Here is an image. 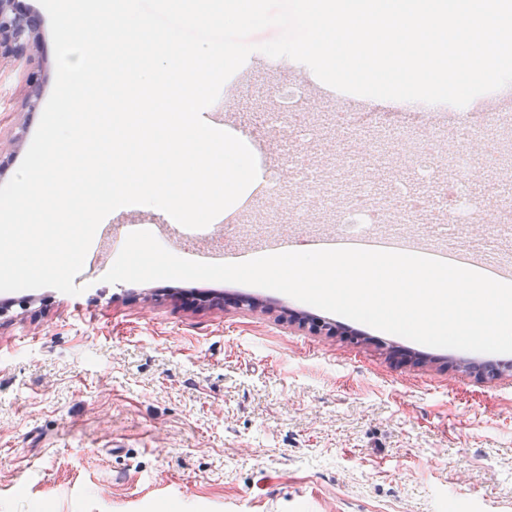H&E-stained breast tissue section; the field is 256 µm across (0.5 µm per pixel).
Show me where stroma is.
<instances>
[{
  "label": "stroma",
  "instance_id": "obj_1",
  "mask_svg": "<svg viewBox=\"0 0 512 512\" xmlns=\"http://www.w3.org/2000/svg\"><path fill=\"white\" fill-rule=\"evenodd\" d=\"M245 65L227 127L255 143L261 175L288 177L268 116L280 87L318 79L286 57ZM25 72L0 65V185L41 118ZM306 111L327 132L308 147L315 176L368 148L337 127L335 99ZM472 190L495 214L512 171L476 173ZM340 230L256 194L208 244ZM114 261L88 250L77 295L0 292V512H512V354L427 346L256 286L108 284Z\"/></svg>",
  "mask_w": 512,
  "mask_h": 512
}]
</instances>
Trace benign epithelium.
<instances>
[{
  "instance_id": "obj_1",
  "label": "benign epithelium",
  "mask_w": 512,
  "mask_h": 512,
  "mask_svg": "<svg viewBox=\"0 0 512 512\" xmlns=\"http://www.w3.org/2000/svg\"><path fill=\"white\" fill-rule=\"evenodd\" d=\"M40 26V17L21 8L18 0H0V62H31ZM25 82V106L28 111L33 112L39 105L40 66H31L27 69Z\"/></svg>"
}]
</instances>
